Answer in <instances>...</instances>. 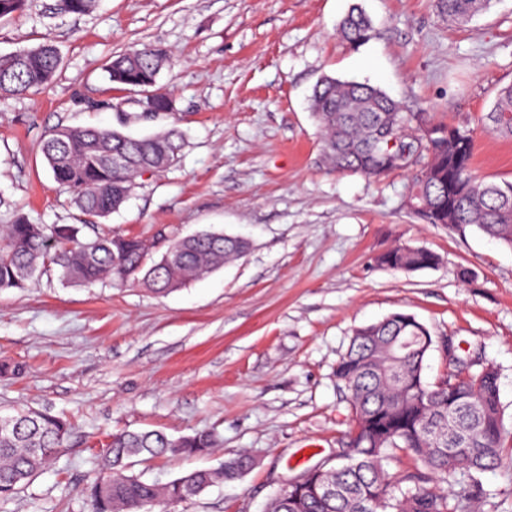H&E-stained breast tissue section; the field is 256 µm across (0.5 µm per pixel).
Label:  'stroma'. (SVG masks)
Returning <instances> with one entry per match:
<instances>
[{
  "label": "stroma",
  "instance_id": "obj_1",
  "mask_svg": "<svg viewBox=\"0 0 512 512\" xmlns=\"http://www.w3.org/2000/svg\"><path fill=\"white\" fill-rule=\"evenodd\" d=\"M374 25L358 47L336 27L352 2ZM27 0L0 19V55L50 37L61 54L42 90L0 97V224H81L41 152L58 126L134 136L177 128L178 163L137 178L131 199L99 229L152 240L201 231L240 235L249 252L176 291L105 279L83 287L44 270L0 291V407L66 413L76 430L59 457L0 512H91L87 488L110 434L207 430L210 454L136 462L161 483L238 455L252 467L166 512H265L303 472L335 462L353 412L334 369L353 331L393 313L430 332L425 379L456 360L494 364L512 432V248L473 230L427 224L407 205L410 173L374 180L333 173L320 158L309 96L324 75L367 82L404 111L469 129L475 175L512 181V137L486 129L498 90L512 84V0L448 24L434 0H98L84 15ZM165 50L158 85L173 111L140 116L137 91L107 69L133 46ZM424 247L438 263L392 270L377 258ZM452 354H445L444 346ZM452 486L473 512H512V455Z\"/></svg>",
  "mask_w": 512,
  "mask_h": 512
}]
</instances>
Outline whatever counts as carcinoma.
Masks as SVG:
<instances>
[{"label": "carcinoma", "mask_w": 512, "mask_h": 512, "mask_svg": "<svg viewBox=\"0 0 512 512\" xmlns=\"http://www.w3.org/2000/svg\"><path fill=\"white\" fill-rule=\"evenodd\" d=\"M97 0H58L64 13L85 14ZM493 0H435L437 10L460 23L488 11ZM370 18L354 6L338 34L351 46L367 42ZM167 54L144 46L115 55L111 82L136 89L150 99L156 113L173 111L169 94L157 88ZM60 65L55 44L47 40L16 54L0 56V96L38 91L48 85ZM311 110L316 119L323 162L333 171L380 178L394 171L416 170L408 199L427 224L473 228L512 248V182L497 183L472 172L474 140L467 131L423 121L403 111L384 90L368 83L323 76L314 87ZM485 126L512 136V85L501 88ZM391 138L414 152L410 164L385 155ZM181 134L170 129L133 137L115 129L60 126L43 141L42 154L53 182L76 194L89 216L105 218L129 199L135 178L163 171L177 163ZM126 156L123 166L112 154ZM248 242L222 233L203 232L177 238L169 259L146 266L147 241L119 233L102 234L95 224H31L18 216L0 224V290L22 288L48 265L61 270L68 284L103 279L139 282L156 293L173 291L186 281L216 270L240 257ZM392 269L417 271L437 264L435 253L397 246L380 255ZM418 326L393 313L353 331L335 377L347 393L354 420L344 452L347 461L324 466L313 481L336 484L326 498L310 490L300 500L282 490L267 512H471L455 494L435 484L468 474L481 489L479 475L497 468L509 440L504 425L497 369L486 364L464 368L446 383L430 384L424 369L427 351ZM72 434L64 417L30 408L0 414V499L17 490L50 464ZM211 432L174 439L165 433L125 431L112 435L90 485L92 512H153L162 504L188 502L212 485L233 480L251 466L240 455L215 468L187 472L159 484L131 472L136 459L205 454L216 447ZM401 449L424 467L397 478L386 469L390 451ZM407 486H402V483Z\"/></svg>", "instance_id": "carcinoma-1"}]
</instances>
